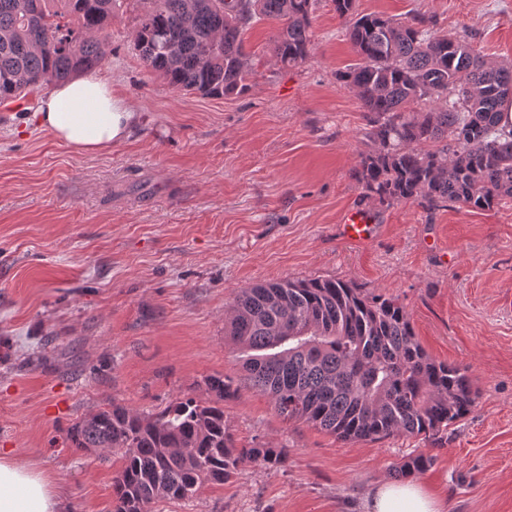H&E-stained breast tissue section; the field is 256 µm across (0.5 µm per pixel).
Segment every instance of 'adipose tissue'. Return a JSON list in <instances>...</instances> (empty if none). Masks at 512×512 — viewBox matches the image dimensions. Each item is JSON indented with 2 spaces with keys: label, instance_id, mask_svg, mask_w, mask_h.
<instances>
[{
  "label": "adipose tissue",
  "instance_id": "ef3b65f1",
  "mask_svg": "<svg viewBox=\"0 0 512 512\" xmlns=\"http://www.w3.org/2000/svg\"><path fill=\"white\" fill-rule=\"evenodd\" d=\"M42 126L78 153H95L125 137L134 114L113 97L110 83L81 73L58 84L36 108ZM365 512H443L419 483H384L368 495ZM0 512H62L53 484L35 468L0 454Z\"/></svg>",
  "mask_w": 512,
  "mask_h": 512
}]
</instances>
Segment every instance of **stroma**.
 <instances>
[{
	"instance_id": "obj_1",
	"label": "stroma",
	"mask_w": 512,
	"mask_h": 512,
	"mask_svg": "<svg viewBox=\"0 0 512 512\" xmlns=\"http://www.w3.org/2000/svg\"><path fill=\"white\" fill-rule=\"evenodd\" d=\"M359 11L435 16L512 66V0H357ZM138 0L112 15L97 67L134 113L126 138L79 154L34 112L52 84L0 104V451L42 471L65 512H112L119 458L69 448L66 430L119 402L157 413L199 397L205 377L238 378L224 332L235 292L283 278H335L403 303L435 360L468 368L477 405L441 444L421 436L342 442L284 420L243 388L224 403L238 444L287 446L277 470L250 463L221 486L157 512H363L409 454L445 512H512V201L428 212L362 200L354 177L372 149L353 92L354 63L331 0L296 68L272 52L270 22L245 34L247 94L208 98L150 74L133 46ZM360 210L363 242L340 225ZM47 367H31L32 355ZM434 460L435 457L433 455H426L424 453L411 454L394 467L392 474L394 478H406L420 474L428 470L433 465Z\"/></svg>"
}]
</instances>
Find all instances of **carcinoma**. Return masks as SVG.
Masks as SVG:
<instances>
[{
	"label": "carcinoma",
	"mask_w": 512,
	"mask_h": 512,
	"mask_svg": "<svg viewBox=\"0 0 512 512\" xmlns=\"http://www.w3.org/2000/svg\"><path fill=\"white\" fill-rule=\"evenodd\" d=\"M133 44L144 67L171 87L205 97H240L253 70L244 35L275 24L277 61L301 65L312 50L318 0H137ZM357 62L336 72L365 112L355 178L382 206L426 210L458 204L490 210L512 200V125L499 109L512 95V67L497 65L430 15L363 14L357 0H332ZM116 0H0V103L98 67L106 57ZM229 336L246 354L240 383L271 398L276 412L342 442L416 435L442 440L476 406L468 369L433 359L393 298L332 279H282L239 290ZM155 415L119 403L92 410L66 432L68 447L120 455L113 512H149L160 501L220 486L245 461L278 469L286 448L236 443L224 416L234 379L204 380ZM435 457H405L393 476L428 470Z\"/></svg>",
	"instance_id": "cac0c4a2"
}]
</instances>
